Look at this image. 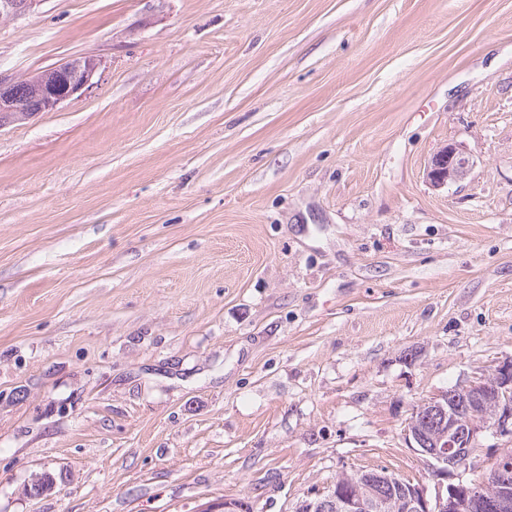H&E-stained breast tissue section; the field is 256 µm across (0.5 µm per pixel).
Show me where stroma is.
<instances>
[{
    "instance_id": "35a3bbf8",
    "label": "stroma",
    "mask_w": 512,
    "mask_h": 512,
    "mask_svg": "<svg viewBox=\"0 0 512 512\" xmlns=\"http://www.w3.org/2000/svg\"><path fill=\"white\" fill-rule=\"evenodd\" d=\"M79 56L0 129V512H296L381 468L435 498L413 406L512 356V0L0 17L2 76ZM96 69V59L83 56L25 79L0 75V128L40 112L55 111L90 82ZM23 89L27 90L24 96ZM473 165L471 155L461 145L451 143L432 156L426 177L433 186H445L464 180Z\"/></svg>"
}]
</instances>
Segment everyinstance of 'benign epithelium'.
<instances>
[{
	"mask_svg": "<svg viewBox=\"0 0 512 512\" xmlns=\"http://www.w3.org/2000/svg\"><path fill=\"white\" fill-rule=\"evenodd\" d=\"M38 0H0V15H21ZM97 61L90 56L57 64L25 79L0 76V128L28 119L41 112H53L90 82ZM474 165L473 158L459 144L450 143L431 158L426 177L434 186L464 180ZM427 410L442 417L439 430L422 434L416 428L415 415ZM409 421L407 438L426 456L429 476L436 480L435 500L427 498L423 487L405 485L384 473L380 480L399 489L396 508L401 512H457L470 499H491L494 512H512V485L496 481L497 470L512 458L502 449L489 454L479 473L467 482L455 481L456 471L471 467L478 448L475 440L481 432L512 439V357L495 362L488 370H479L465 385L448 389L418 403ZM353 490L341 491L339 483L328 486L323 495L302 502L297 512H376L378 503L369 495L363 481H351ZM53 486L43 474L25 489L39 497Z\"/></svg>",
	"mask_w": 512,
	"mask_h": 512,
	"instance_id": "benign-epithelium-1",
	"label": "benign epithelium"
}]
</instances>
